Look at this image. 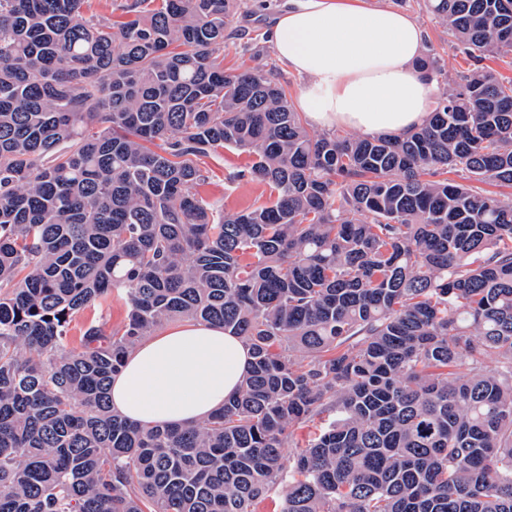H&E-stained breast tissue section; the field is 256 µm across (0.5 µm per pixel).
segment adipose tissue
Masks as SVG:
<instances>
[{
	"mask_svg": "<svg viewBox=\"0 0 512 512\" xmlns=\"http://www.w3.org/2000/svg\"><path fill=\"white\" fill-rule=\"evenodd\" d=\"M267 36L304 79L297 107L319 127L400 137L430 114L433 84L416 63L423 26L368 0H290ZM251 361L223 325L178 320L141 338L112 377L114 411L143 424H196L223 407Z\"/></svg>",
	"mask_w": 512,
	"mask_h": 512,
	"instance_id": "ef3b65f1",
	"label": "adipose tissue"
}]
</instances>
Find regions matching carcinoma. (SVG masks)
Listing matches in <instances>:
<instances>
[{
    "label": "carcinoma",
    "instance_id": "carcinoma-1",
    "mask_svg": "<svg viewBox=\"0 0 512 512\" xmlns=\"http://www.w3.org/2000/svg\"><path fill=\"white\" fill-rule=\"evenodd\" d=\"M84 4L0 0V512H512V201L482 188L512 187V80L482 66L512 0H424L473 68L402 139L313 135L224 69L239 0ZM417 69L441 83L434 50ZM220 148L269 202L199 196ZM114 291L123 326L70 344ZM175 318L250 371L209 419L140 426L112 374Z\"/></svg>",
    "mask_w": 512,
    "mask_h": 512
}]
</instances>
